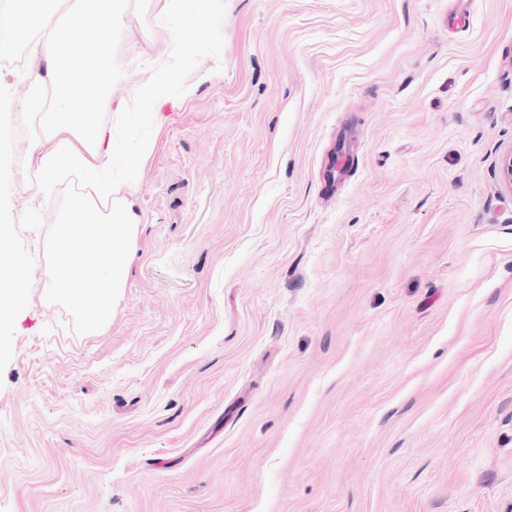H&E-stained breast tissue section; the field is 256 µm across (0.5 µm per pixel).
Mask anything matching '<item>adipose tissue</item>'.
<instances>
[{
    "instance_id": "ef3b65f1",
    "label": "adipose tissue",
    "mask_w": 512,
    "mask_h": 512,
    "mask_svg": "<svg viewBox=\"0 0 512 512\" xmlns=\"http://www.w3.org/2000/svg\"><path fill=\"white\" fill-rule=\"evenodd\" d=\"M132 0H9L0 10V51L28 47L42 70L32 84L39 101L36 128L25 159L27 189L39 198L66 177L80 179L60 214L48 245L52 275L44 300L63 303L82 314L89 331L112 320V301L128 272L129 247L139 218L134 187L139 160L152 148L148 136L117 124L95 122V115L125 116L124 102L113 101L116 76L113 51L118 21ZM94 28L89 43L77 33ZM190 86L177 65L153 70L139 92L135 122L153 126L161 106L173 95H188ZM99 263H80L87 251ZM32 285L13 253L0 251V320L9 319Z\"/></svg>"
}]
</instances>
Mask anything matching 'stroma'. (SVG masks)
Segmentation results:
<instances>
[{"instance_id":"35a3bbf8","label":"stroma","mask_w":512,"mask_h":512,"mask_svg":"<svg viewBox=\"0 0 512 512\" xmlns=\"http://www.w3.org/2000/svg\"><path fill=\"white\" fill-rule=\"evenodd\" d=\"M134 8L114 100L178 54L112 321L40 293L31 65L0 68V512H512V0ZM349 128L337 190L327 158ZM165 6L164 9L168 13V16L171 17L174 22V30L175 32H179V22L183 12L184 4L183 2H190L194 4L193 11L190 15V21L194 24L200 26H207L211 23L214 15L217 12L223 13L224 11V3L222 1H209L212 3L206 7H199L195 2V0H164ZM32 284L13 253L0 250V322L7 320L16 304L31 293Z\"/></svg>"}]
</instances>
